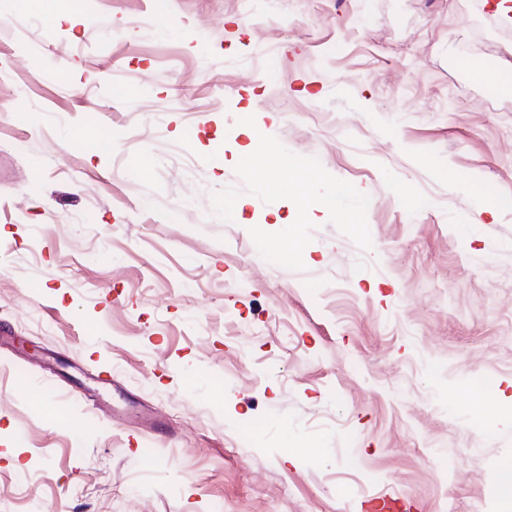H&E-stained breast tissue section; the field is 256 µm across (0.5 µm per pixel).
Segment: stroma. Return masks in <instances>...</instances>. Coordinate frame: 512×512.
<instances>
[{"mask_svg":"<svg viewBox=\"0 0 512 512\" xmlns=\"http://www.w3.org/2000/svg\"><path fill=\"white\" fill-rule=\"evenodd\" d=\"M54 8L0 20V512H512V24Z\"/></svg>","mask_w":512,"mask_h":512,"instance_id":"stroma-1","label":"stroma"}]
</instances>
